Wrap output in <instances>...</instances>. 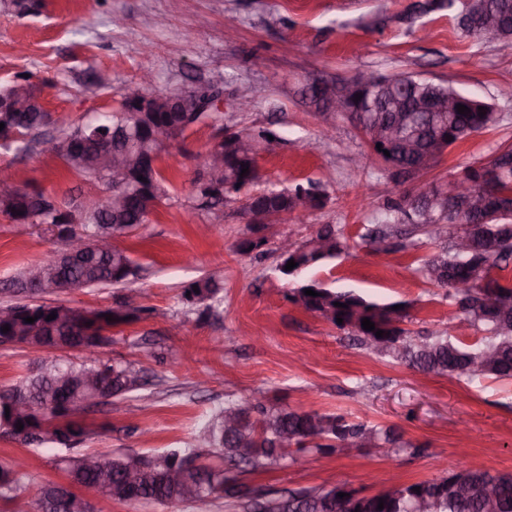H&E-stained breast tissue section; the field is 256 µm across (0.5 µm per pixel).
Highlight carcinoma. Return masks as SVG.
<instances>
[{"label": "carcinoma", "mask_w": 512, "mask_h": 512, "mask_svg": "<svg viewBox=\"0 0 512 512\" xmlns=\"http://www.w3.org/2000/svg\"><path fill=\"white\" fill-rule=\"evenodd\" d=\"M498 24L499 42L504 50L512 51V0H472L470 13L458 21L462 33L481 43L487 42L485 28L490 18ZM455 100L470 109L461 115L458 111L434 113L425 116L418 126H408L405 138L423 146L428 137L441 133L452 136L448 145L452 146L468 137L493 128L499 121L495 112L479 116L478 105L472 96L455 87L441 83L428 88L415 83L412 76H386L379 91L381 106L395 102H411L425 96ZM397 117L395 112H366L363 126L371 149L384 167L414 164V155L403 149L402 141H392L385 150H377L376 136ZM146 119L169 140L184 138L186 113L171 112L165 103L157 104V111L150 112ZM129 121L127 113L119 110L110 112L95 122L71 123L58 130V137L77 142L76 149L58 153L65 168L81 177L89 184L107 186L104 176L94 166L93 153L96 147L78 143L81 137L92 132L106 136L113 127ZM0 149L24 156L31 150L32 143L50 124L47 112L39 110L38 97L34 89H29L27 98L17 103L12 112H0ZM112 148L130 155H140L151 149V145L140 139L120 138L112 140ZM224 153V167L215 169L203 167L193 180L200 184L254 186L260 181L256 174L253 156L244 152L238 143L225 139L214 145ZM390 155H384V151ZM249 165L248 172L241 174L242 165ZM462 173L478 180L489 177L494 194L503 201L512 203V146H498L484 158L466 166ZM144 180L154 188V204L148 206L138 198V190L130 189L131 201L118 214L103 207L100 200L90 199L78 205L66 202L44 190L29 192L18 188L6 201L0 200V215L13 224L55 223L58 208L72 212L74 230L85 240V252L64 264H57L55 253L51 252L42 260L30 264L15 276L3 280V289L29 296L45 297L53 295L70 285L74 288H96L106 285H122L135 277L137 265L131 254L115 247L110 252L97 249L99 240L105 237H122L135 227L148 221L157 205L171 199L170 189L159 169L155 168L144 175ZM301 189L278 190V194L267 200L265 206L277 217L293 213L300 208L296 195ZM377 222L383 224L379 231L365 229L363 239L374 245H382L398 233V226L409 224L412 233L426 240L440 244L437 254L422 260L413 272L440 286L448 288V298L455 301L459 309L469 319L471 325L482 336L473 344L456 340L445 331H435L425 336H411L403 327L407 314V303L393 309L395 303H379L353 290H336L322 281L308 275V272L325 262L336 258L341 252L340 231L332 224H325L294 252L279 256L280 274L289 260L301 267V278L293 279L292 301L302 300L305 310L315 313L339 329H347L353 339L367 349L378 345L382 355L397 363L405 364L425 373L445 374L457 372L471 380L512 379V286L501 284L500 272L512 262V212L492 217L486 222L477 223L467 215L444 216L441 210L431 212L423 208H411L408 204L391 202ZM467 234L472 240L473 250L461 252L456 245L459 236ZM465 282L470 285L467 296L461 297L455 284ZM198 291H193V286ZM188 286L190 294H181V300L189 305H204L208 310L211 303L221 300L223 283L217 276H209ZM312 289L318 296L304 294ZM341 306H336V303ZM63 306L53 302L19 304L8 320L0 319V337H11L17 343L32 348H53L69 352L80 340L99 336L107 343V333L115 326L130 324L141 319L144 309L137 307H105L98 309L78 308L70 320L62 319ZM56 314L49 320L47 316ZM112 320H107V315ZM37 317L32 323L27 317ZM342 318L337 323L336 318ZM374 323L375 330L366 331L362 319ZM9 331H3V326ZM383 331L378 337L375 331ZM487 350L495 351L497 358L487 369L478 365V360ZM135 370L133 364H112L99 359H85L80 362L69 358H56L41 361L34 370L16 383L0 390V434L18 438L27 444H53L70 450L63 439L83 443L90 431L80 422H67L64 426L42 425L37 421V411L51 403L68 402L79 408L83 403L101 393L107 398L125 396L139 389L140 384L127 381V373ZM16 398L28 399L33 411L29 414L5 412ZM23 423V429L16 428ZM369 438L372 446L386 449V455L396 456L413 447L403 439L394 427L370 425L364 421L351 420L341 414L302 411L289 407L252 404L247 400L229 401L224 407L212 411L200 427L196 443L184 448H171L161 453L151 451H131L116 456L109 453L98 454L100 467L82 469L75 458L65 454L59 457L68 478L82 483L97 485L103 495L131 505L156 503L160 505L187 504L196 508L195 499L186 496L181 487L164 485L155 477V472L165 470L184 471L189 461L198 463V471L210 481L226 483L237 476L232 467L245 464L253 469L280 464L287 456L286 449L316 448L319 452L331 454L341 451L348 442ZM212 448L215 454L227 463L204 465L199 463L202 449ZM134 464L141 471V480L130 485L125 480L127 467ZM18 463L0 464V500L8 503L15 499L16 491L27 480L26 471L16 470ZM488 475V471L470 468L463 475L451 470L419 482L394 486L376 495L364 498L352 496L338 497L333 490L325 488H303L288 490L280 496H268L263 512H416L415 504L420 499L428 502V512H488L478 490L460 497L448 492L453 480L463 477L473 483ZM420 491H414V488ZM499 508L497 512H512V473L498 486ZM384 508L377 510L379 501Z\"/></svg>", "instance_id": "cac0c4a2"}]
</instances>
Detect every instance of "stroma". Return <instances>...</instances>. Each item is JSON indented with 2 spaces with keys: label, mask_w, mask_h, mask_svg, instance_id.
Here are the masks:
<instances>
[{
  "label": "stroma",
  "mask_w": 512,
  "mask_h": 512,
  "mask_svg": "<svg viewBox=\"0 0 512 512\" xmlns=\"http://www.w3.org/2000/svg\"><path fill=\"white\" fill-rule=\"evenodd\" d=\"M417 0H0V87L29 72L35 92L58 122L85 120L118 108L124 87L151 71L159 89L213 83L224 88L223 127L273 131L260 159V188L315 182L327 200L304 222H283L281 234L308 240L336 225L344 247L313 269L333 288H352L377 302H408L415 335L449 328L474 343L479 334L437 284L414 275L433 245L376 251L362 234L388 202L416 187L445 184L475 159L512 145V55L463 36L448 10L415 12ZM373 70L447 83L492 104L498 125L449 147L428 172L404 177L384 169L366 135L350 119L324 124L309 87L318 79ZM259 92L251 109L239 92ZM218 127L201 124L167 140L158 165L172 198L149 223L118 238L140 267L126 285L65 289L56 302L83 308H143L141 320L113 329L103 360L130 362L147 382L131 396L82 411L90 431L81 452L163 451L191 443L205 416L228 399L250 397L298 410L340 413L395 426L420 446L388 458L376 448L351 455L289 448V460L242 473L272 492L347 483L372 495L435 477L466 462L512 472V382L468 381L424 373L375 355L341 330L293 303L291 283L276 269L275 240L245 252L253 232L244 195L224 201L221 218L200 212L199 235L186 214L193 179ZM19 186L59 198L95 194L68 172L48 145L19 158L0 150V173ZM57 245L42 227L0 216V280ZM210 275L224 279L219 304L201 312L180 300L183 287ZM42 351L0 345V387L40 361ZM61 448L0 436V462L23 459L31 480L0 512H31L40 485L62 482Z\"/></svg>",
  "instance_id": "1"
}]
</instances>
